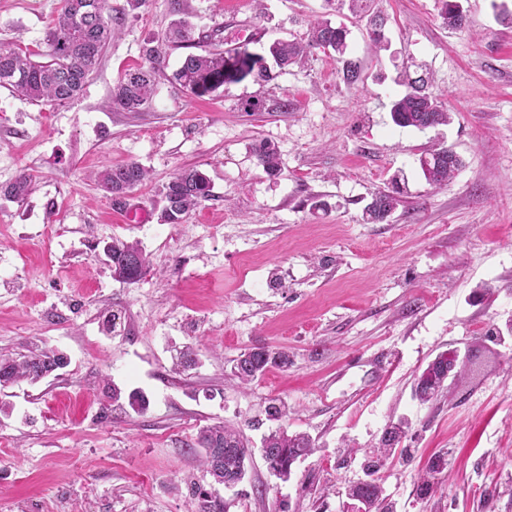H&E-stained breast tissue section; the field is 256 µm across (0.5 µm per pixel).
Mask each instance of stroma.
Instances as JSON below:
<instances>
[{
	"mask_svg": "<svg viewBox=\"0 0 512 512\" xmlns=\"http://www.w3.org/2000/svg\"><path fill=\"white\" fill-rule=\"evenodd\" d=\"M460 3L465 31L443 27L437 0H375L388 41L377 56L366 21L324 0L182 4L197 34L262 57L315 20L344 25L363 66L353 85L335 54L318 51L197 98L173 81L179 49L149 108L113 109L144 41L174 19L167 0H148L75 100L32 103L0 88V185L22 172L36 182L25 201L0 200V355L69 358L60 376L0 388L13 407L0 415V512H188L191 486H214L189 445L215 423L238 427L251 451L244 481L221 493L228 512H343L365 450L401 419L407 452L379 473L394 512H512V336L487 338L512 317V27L496 18L512 0ZM60 7L0 0V48L42 45ZM411 60L432 73L449 126L392 123ZM253 99L266 110L245 111ZM286 99L292 111H276ZM263 141L278 151V175L257 163ZM437 142L463 160L441 188L419 169ZM129 162L149 179L127 199L145 220L126 224L95 175ZM189 167L213 197L184 223H162L160 189ZM401 170L408 185L393 215L364 223V206ZM113 237L149 255L139 283L115 280L101 260ZM188 344L197 363L185 371L177 356ZM257 345L291 362L238 387L234 361ZM455 348L476 371L420 403L416 378ZM116 388L143 393L146 409L115 407ZM273 398L290 408L289 431L317 446L285 481L260 453ZM437 452L448 469L419 497Z\"/></svg>",
	"mask_w": 512,
	"mask_h": 512,
	"instance_id": "stroma-1",
	"label": "stroma"
}]
</instances>
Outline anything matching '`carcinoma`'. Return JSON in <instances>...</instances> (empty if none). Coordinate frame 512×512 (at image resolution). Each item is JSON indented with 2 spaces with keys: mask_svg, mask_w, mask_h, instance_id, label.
I'll return each instance as SVG.
<instances>
[{
  "mask_svg": "<svg viewBox=\"0 0 512 512\" xmlns=\"http://www.w3.org/2000/svg\"><path fill=\"white\" fill-rule=\"evenodd\" d=\"M147 0H125L115 15L107 13V0H62V7L47 29L44 43L47 52H15L0 49V87L10 89L17 96L35 103L64 104L81 94L89 75L100 64L104 50L112 42L115 30L126 17L136 15ZM337 9H347L355 16L368 17L370 38L378 50L388 49L384 39L385 17L372 8V0H326ZM440 17L444 27L461 30L469 25L459 0H440ZM198 46L194 27L186 20H178L160 39H150L141 47L142 63L125 73L112 90V107L125 112H139L152 102L159 72L168 52ZM316 50H331L342 61V78L347 84L356 83L361 76V62L346 57L347 30L330 22L318 20L310 25L305 37L299 40H276L269 46L276 65L284 71L305 60ZM173 79L184 91L201 98L208 96L227 82L225 57L221 51L206 50L202 54H187ZM400 83L405 93L391 103L390 119L399 127L425 130L451 123L452 114L440 96L432 90L431 80L404 73ZM257 163L263 170L275 175L280 170V158L275 148L262 142L255 147ZM462 167L461 158L448 147L430 150L420 158V168L429 185L441 187L450 182ZM147 170L131 162L106 167L97 174L101 188L112 197L124 198L142 185ZM32 191V177L19 174L12 182L0 188V194L13 202H22ZM164 224H181L190 213L212 197L209 179L195 168L175 173L161 190ZM399 205L397 196L379 191L372 196L363 213L367 224L382 223ZM112 276L126 284L138 283L150 267V262L139 242L114 238L105 243ZM63 355L53 350H42L15 357H0V387L18 380L37 382L62 366ZM290 363L287 351L257 347L241 354L236 360L233 375L244 384L262 376L271 367H286ZM456 382L463 381L466 367L455 368L442 352L432 360L416 380L415 396L425 404L433 401L447 386L448 374ZM408 422L400 420L386 427L378 440L377 461L388 459L405 437ZM191 448L201 449V462L217 484L239 483L246 475L247 445L240 433L230 427L216 424L200 428ZM314 450V444L305 433H290L278 426L264 437L266 463L275 473L287 478L295 460ZM448 468L445 454L433 456L420 477L418 494L425 498L434 492L438 476ZM377 465L367 467L369 480L353 486L350 495L368 506L367 512H393L391 503L383 496L378 480L374 478ZM195 512H224V501L208 491L194 493Z\"/></svg>",
  "mask_w": 512,
  "mask_h": 512,
  "instance_id": "1",
  "label": "carcinoma"
}]
</instances>
